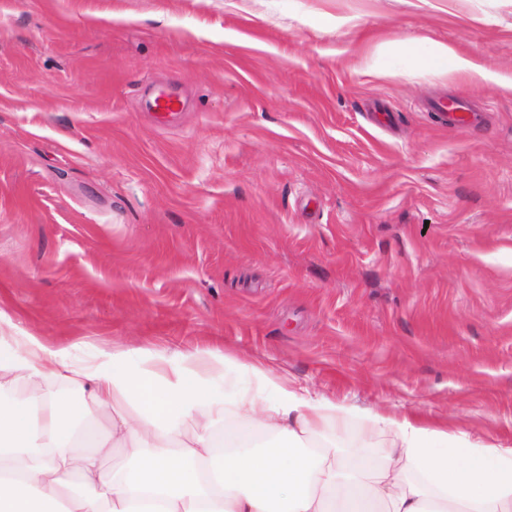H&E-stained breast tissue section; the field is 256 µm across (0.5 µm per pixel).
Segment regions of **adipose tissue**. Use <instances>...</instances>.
Instances as JSON below:
<instances>
[{
	"label": "adipose tissue",
	"instance_id": "ef3b65f1",
	"mask_svg": "<svg viewBox=\"0 0 512 512\" xmlns=\"http://www.w3.org/2000/svg\"><path fill=\"white\" fill-rule=\"evenodd\" d=\"M439 76L512 91V78L441 42L419 51ZM133 349L96 367L63 365L24 331L0 335V512H512V448H452L448 434L368 410L363 438L392 432L379 453L318 444L350 406L249 366L251 388L214 396L216 349ZM78 389L51 397L47 381ZM106 413L105 432L90 429ZM131 467L104 470L113 447Z\"/></svg>",
	"mask_w": 512,
	"mask_h": 512
}]
</instances>
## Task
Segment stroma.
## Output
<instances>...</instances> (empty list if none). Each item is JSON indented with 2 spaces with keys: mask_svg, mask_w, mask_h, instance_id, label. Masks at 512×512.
Returning a JSON list of instances; mask_svg holds the SVG:
<instances>
[{
  "mask_svg": "<svg viewBox=\"0 0 512 512\" xmlns=\"http://www.w3.org/2000/svg\"><path fill=\"white\" fill-rule=\"evenodd\" d=\"M426 39L512 75V0H0V328L512 448V93ZM419 67L433 74L447 77L461 76L468 84H491L504 91H512V78H505L488 69L477 56H462L446 43L429 42L419 51Z\"/></svg>",
  "mask_w": 512,
  "mask_h": 512,
  "instance_id": "stroma-1",
  "label": "stroma"
}]
</instances>
